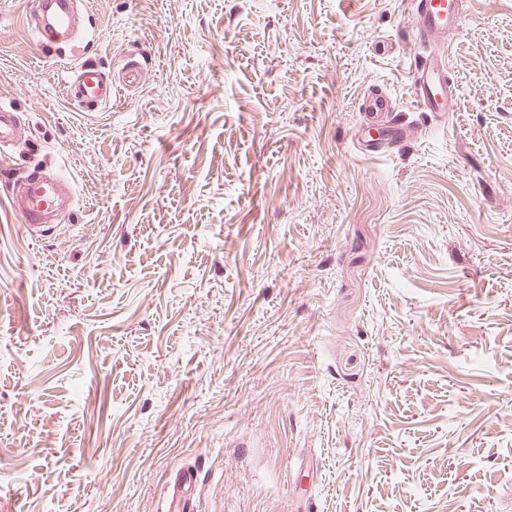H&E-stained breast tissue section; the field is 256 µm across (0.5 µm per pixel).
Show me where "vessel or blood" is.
<instances>
[{
  "label": "vessel or blood",
  "mask_w": 512,
  "mask_h": 512,
  "mask_svg": "<svg viewBox=\"0 0 512 512\" xmlns=\"http://www.w3.org/2000/svg\"><path fill=\"white\" fill-rule=\"evenodd\" d=\"M71 0H38L42 12L51 14V22L38 25L37 38L41 47H60L71 36L73 16ZM410 14L416 15L413 34L428 52L411 70V96L417 107L427 112L436 125L448 124V114L458 98L457 86L448 76L447 35L459 28L462 20L458 0H408ZM143 78L139 66L123 65L113 78H105L98 67L80 65L68 79L62 93L71 101L88 105L110 103L117 91ZM395 107L389 95L373 93L365 98V126L381 127L390 137H397L398 129L392 121ZM62 182L59 174L29 179L25 184L22 204L17 211L27 228H42L49 215L59 212L58 190ZM197 480L193 469L182 471L170 492L166 512H196L190 494Z\"/></svg>",
  "instance_id": "obj_1"
}]
</instances>
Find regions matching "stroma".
<instances>
[{"label":"stroma","mask_w":512,"mask_h":512,"mask_svg":"<svg viewBox=\"0 0 512 512\" xmlns=\"http://www.w3.org/2000/svg\"><path fill=\"white\" fill-rule=\"evenodd\" d=\"M0 0V512H512V0H461L447 128L404 0ZM145 80L84 115V63ZM400 144L359 157V103ZM73 205L27 232L8 194ZM38 2L40 11L50 13L54 20L44 24H39L37 29V38L39 45L44 48L55 47V51L67 42L71 36L73 27V16L70 7L72 0H38L27 1L26 17L29 5ZM363 128L380 126L391 139L398 137V128L393 124V112H396L389 95L372 93L365 98ZM390 118V119H389ZM197 480L195 469L182 471L175 480L170 492L166 512H196L193 497L190 494Z\"/></svg>","instance_id":"obj_1"}]
</instances>
